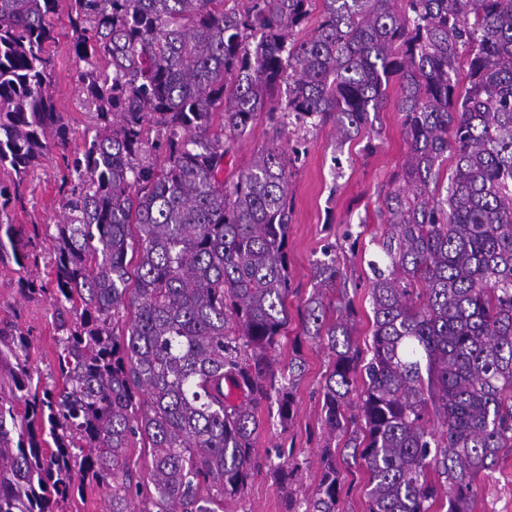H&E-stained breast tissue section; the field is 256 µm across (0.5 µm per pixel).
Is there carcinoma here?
<instances>
[{"label": "carcinoma", "instance_id": "1", "mask_svg": "<svg viewBox=\"0 0 512 512\" xmlns=\"http://www.w3.org/2000/svg\"><path fill=\"white\" fill-rule=\"evenodd\" d=\"M310 3L69 0L98 123L66 160L62 218L40 234L10 213L48 147L69 143L46 54L59 0H0V170L13 174L0 183V267L27 269L48 240L54 288L19 284L50 294L57 346L49 383L30 334L0 321V512H61L90 484L110 489L103 512H224L240 496L260 469V408L288 428L305 360L298 347L288 370L275 359L289 161L268 149L228 187L224 138L264 112L329 118L346 143L393 80L408 150L370 240V354L326 249L301 313L330 354L325 445L301 499V464L274 449L283 512H342L338 440L368 475V512H470L478 476L512 449V0H322L299 41ZM137 443L142 480L126 458Z\"/></svg>", "mask_w": 512, "mask_h": 512}]
</instances>
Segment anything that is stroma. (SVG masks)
<instances>
[{
  "label": "stroma",
  "mask_w": 512,
  "mask_h": 512,
  "mask_svg": "<svg viewBox=\"0 0 512 512\" xmlns=\"http://www.w3.org/2000/svg\"><path fill=\"white\" fill-rule=\"evenodd\" d=\"M74 32L67 19H60L55 40L47 52L51 58L50 78L56 108L71 129L67 148L46 151L30 172L21 204L12 218L18 224H52L62 215L64 195L61 176L64 151L80 149L93 135L95 115L85 104V95L76 81L79 69L71 53ZM400 89L390 84L384 109L373 118L374 136H358L338 145L332 123L307 128L296 135L293 126L274 125L259 117L252 132L227 145L224 181L232 183L255 157L278 146L296 149L290 168L289 192L293 214L288 226V257L292 289L287 307L290 321L286 336L276 351L279 367H287L292 357L293 339L301 332L299 312L314 289L312 265L321 258L326 245H337L340 266L347 278L348 295L360 322L355 339L359 345L371 342L372 311L368 299V268L344 245L346 232L380 233L377 211L385 193L402 184L407 144L402 130V114L397 108ZM18 273L0 271V320L13 321L30 330L33 344L30 362L43 376L55 373L56 347L53 340V306L49 296L23 298L17 287ZM303 376L296 391V413L291 426L265 425L253 442V454L266 459L275 446L293 449L297 459L308 460L296 486L310 490L317 474L315 465L324 445L321 424V389L328 368V351L314 341L303 343ZM285 491L269 470L255 474L244 494L227 503V512H283ZM473 512H512V451L502 453L492 476L481 482V493Z\"/></svg>",
  "instance_id": "35a3bbf8"
}]
</instances>
